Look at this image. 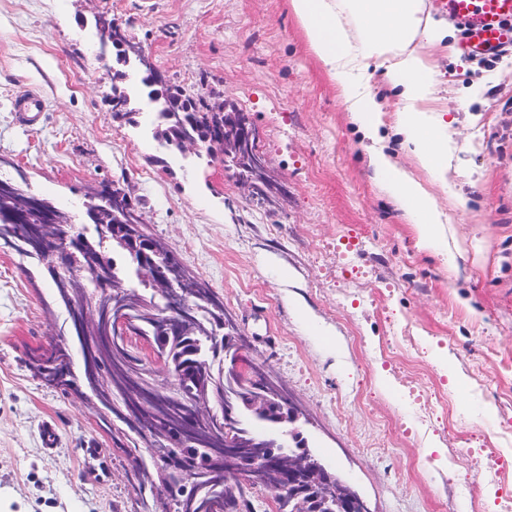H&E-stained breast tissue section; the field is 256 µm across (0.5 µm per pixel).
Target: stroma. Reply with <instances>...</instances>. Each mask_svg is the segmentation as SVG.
<instances>
[{"instance_id":"1","label":"stroma","mask_w":512,"mask_h":512,"mask_svg":"<svg viewBox=\"0 0 512 512\" xmlns=\"http://www.w3.org/2000/svg\"><path fill=\"white\" fill-rule=\"evenodd\" d=\"M435 54V107L452 151L425 177L448 221L417 246L413 222L373 174L339 82L309 49L288 0H0V178L25 171L89 228L86 186L125 182L154 237L224 299L253 360L302 413L307 445L370 512H501L512 500V53L469 59L462 28ZM129 32L173 84L246 112L286 197L259 203L218 166L164 148L135 67L96 61L94 18ZM385 108L378 136L414 162ZM134 89L135 124L114 122L112 83ZM40 93L36 125L14 100ZM43 266L0 250V512H158L124 479L97 408L49 388L31 363L57 342ZM53 438H46L45 425Z\"/></svg>"}]
</instances>
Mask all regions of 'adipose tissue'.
I'll return each mask as SVG.
<instances>
[{
	"instance_id": "obj_1",
	"label": "adipose tissue",
	"mask_w": 512,
	"mask_h": 512,
	"mask_svg": "<svg viewBox=\"0 0 512 512\" xmlns=\"http://www.w3.org/2000/svg\"><path fill=\"white\" fill-rule=\"evenodd\" d=\"M311 51L341 80L353 123L375 137L382 106L364 75L370 63L384 67L401 103L397 125L417 166L435 176L448 166V126L430 106L435 70L421 42L445 46L447 27L425 14L424 0H290ZM376 177L387 185L417 225L420 245L440 239L445 215L419 181L394 165L382 149L371 152Z\"/></svg>"
}]
</instances>
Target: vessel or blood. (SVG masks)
<instances>
[{"instance_id": "vessel-or-blood-1", "label": "vessel or blood", "mask_w": 512, "mask_h": 512, "mask_svg": "<svg viewBox=\"0 0 512 512\" xmlns=\"http://www.w3.org/2000/svg\"><path fill=\"white\" fill-rule=\"evenodd\" d=\"M442 12L459 23L465 32L464 54L470 57L512 52V0H438ZM22 121L35 125L43 101L38 93L16 103Z\"/></svg>"}]
</instances>
